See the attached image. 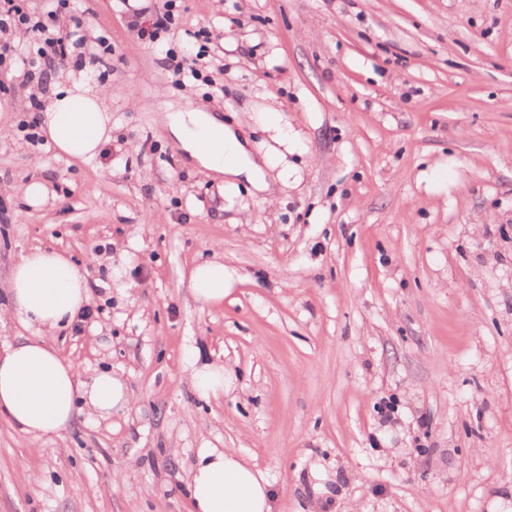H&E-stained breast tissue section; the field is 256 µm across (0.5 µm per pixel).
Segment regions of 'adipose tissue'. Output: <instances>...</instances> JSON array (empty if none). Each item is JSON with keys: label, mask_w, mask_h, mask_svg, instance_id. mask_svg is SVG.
Segmentation results:
<instances>
[{"label": "adipose tissue", "mask_w": 512, "mask_h": 512, "mask_svg": "<svg viewBox=\"0 0 512 512\" xmlns=\"http://www.w3.org/2000/svg\"><path fill=\"white\" fill-rule=\"evenodd\" d=\"M41 116L40 129L57 154L95 157L112 137V114L103 90L83 80L58 82ZM181 149L202 167L222 175L226 185L238 177L264 189L263 169L270 156L254 159L219 116L200 108L166 114ZM189 287L202 303L224 299V265L207 261L189 272ZM13 311L34 331L0 350V411L33 438L69 426L80 408L97 419L130 410L134 401L123 378L104 370L83 378L47 338L75 320L91 300L84 272L63 252L35 246L22 252L9 280ZM186 484L195 512H273L268 482L235 452L202 448L188 470Z\"/></svg>", "instance_id": "obj_1"}]
</instances>
